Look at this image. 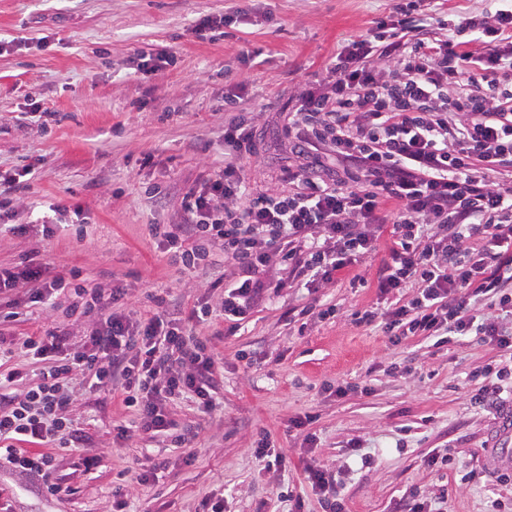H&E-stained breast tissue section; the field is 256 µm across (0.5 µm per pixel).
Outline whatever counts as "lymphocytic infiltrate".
Masks as SVG:
<instances>
[{"mask_svg": "<svg viewBox=\"0 0 512 512\" xmlns=\"http://www.w3.org/2000/svg\"><path fill=\"white\" fill-rule=\"evenodd\" d=\"M417 0L397 5V24L378 21L326 65L327 79L297 97L285 129L288 164L281 189L250 182L239 161L255 148L256 113H238L224 127V164L182 196L184 221L156 229L159 246L184 265L200 256L199 241L218 242L233 268L215 309L188 316L165 311L154 296L152 316L124 314L120 288H75L83 348L69 352L66 329L26 337L27 354L43 363L37 383L20 389L23 368L0 372V468L38 483L42 493L68 498L72 485L54 476L57 452L82 447L74 423L72 381L93 391L112 389L123 376L133 423L113 430L133 442L173 429L168 403L194 394L212 412L217 366L204 342L186 335L185 319L218 311L236 331L241 320L285 288L308 293L331 287L377 250L389 235L388 258L376 286L387 295L413 282L417 295L384 312L356 313L378 323L390 343L406 336H464L479 328L485 340L512 350V325L476 321L472 304L495 298L512 308V0H495L493 23L462 19L445 38L409 40ZM478 33L480 53L459 37ZM469 86L461 97L449 82ZM25 286L32 302L55 307L66 292L38 254L20 271L0 268V287ZM306 479L324 512H348L338 472L317 461Z\"/></svg>", "mask_w": 512, "mask_h": 512, "instance_id": "1", "label": "lymphocytic infiltrate"}]
</instances>
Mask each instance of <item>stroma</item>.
Masks as SVG:
<instances>
[{
  "mask_svg": "<svg viewBox=\"0 0 512 512\" xmlns=\"http://www.w3.org/2000/svg\"><path fill=\"white\" fill-rule=\"evenodd\" d=\"M238 0H0V175L24 174L20 201L0 207V264L15 266L40 252L62 274L79 273L87 286L128 294L126 312L153 314V292H167L184 309L214 303L204 282L224 271L220 247L207 245L197 271L172 263L157 247L156 224H177L174 197L224 162V123L232 96L258 112L261 151L243 162L274 187L288 163L281 130L307 81L325 75L331 56L392 14L397 0H249L234 29L195 38L199 16L221 13ZM172 45L156 71L137 73L129 59ZM49 216L51 228L36 224ZM16 224L25 233L13 232ZM391 241L357 274L362 288L341 280L324 289L336 305L327 319L304 313V292L281 290L255 308L235 335L221 317L190 323L207 341L220 370V402L211 414L193 399L170 405L172 418L197 431L188 446L166 434L117 443L114 422L131 420L120 394L81 392L74 418L87 437L86 452L100 455L96 470L81 472L77 454L59 451L56 473L78 487L76 496L49 499L29 481L0 470V512H102L113 483L130 469L167 467L139 486L129 512H197L208 495H223L228 512H287L281 497L306 488L302 436L290 418L316 419L315 458L346 474L350 512H393L403 497L448 494V512H491L493 501L512 503V481L487 469L485 452L512 441L498 433V410H474L470 399L484 384L482 370L511 357L481 337H450L441 345L423 336L391 344L379 327L354 323L351 314L386 309L377 271ZM23 310L6 328L17 342L15 363L37 377L42 365L20 344L40 326L65 325L73 344L83 329L65 307L45 310L23 290L0 294ZM346 395H337V388ZM270 431L288 457L282 471L266 469L251 448ZM448 449L458 463L435 471L422 458ZM369 464H361V457ZM475 472L464 481L466 472Z\"/></svg>",
  "mask_w": 512,
  "mask_h": 512,
  "instance_id": "1",
  "label": "stroma"
}]
</instances>
